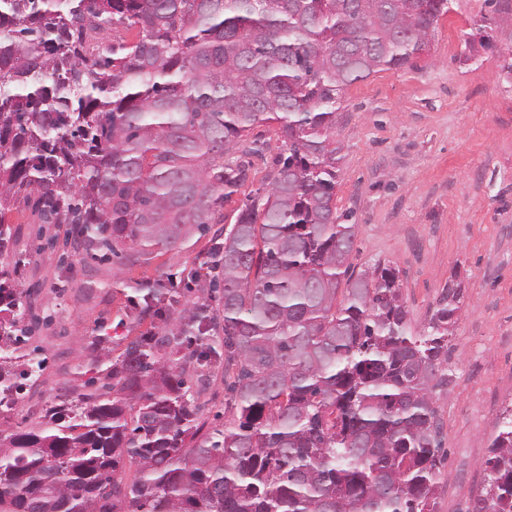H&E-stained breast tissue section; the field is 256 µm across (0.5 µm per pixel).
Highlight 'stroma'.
Returning <instances> with one entry per match:
<instances>
[{
	"label": "stroma",
	"instance_id": "stroma-1",
	"mask_svg": "<svg viewBox=\"0 0 512 512\" xmlns=\"http://www.w3.org/2000/svg\"><path fill=\"white\" fill-rule=\"evenodd\" d=\"M480 7L456 0L439 19L429 54L348 86L336 126V208L357 227L354 270L378 262L396 268L417 325L450 279L464 286L442 366L448 383L434 391L446 454L438 512H465L485 484L495 419L512 406V85L501 78L498 57L512 40L498 37L479 68L460 62L463 34ZM248 138L259 152L222 223L130 268L86 258L68 225L9 213L16 248L27 257L19 280L31 290L30 310L52 322L29 341L44 361L41 376L11 409L0 408V422L30 424L55 397L87 392L93 353L119 354L152 330L151 320L136 317L135 284L189 277L243 202L267 186L281 150L276 128L255 126Z\"/></svg>",
	"mask_w": 512,
	"mask_h": 512
}]
</instances>
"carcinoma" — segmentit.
I'll return each mask as SVG.
<instances>
[{"mask_svg": "<svg viewBox=\"0 0 512 512\" xmlns=\"http://www.w3.org/2000/svg\"><path fill=\"white\" fill-rule=\"evenodd\" d=\"M454 4L0 0V406L43 370L20 344L49 322L20 325L30 290L7 213L133 267L222 217L251 171L224 155L256 125L284 146L212 248L218 307L139 286L137 317L161 324L93 358L101 384L0 429V512H437L434 389L463 288L418 328L395 268L354 271L336 124L344 89L411 64ZM505 21L512 0H482L462 63ZM203 364L224 369L230 412L207 432L190 385ZM494 427L467 512H512L511 408Z\"/></svg>", "mask_w": 512, "mask_h": 512, "instance_id": "obj_1", "label": "carcinoma"}]
</instances>
